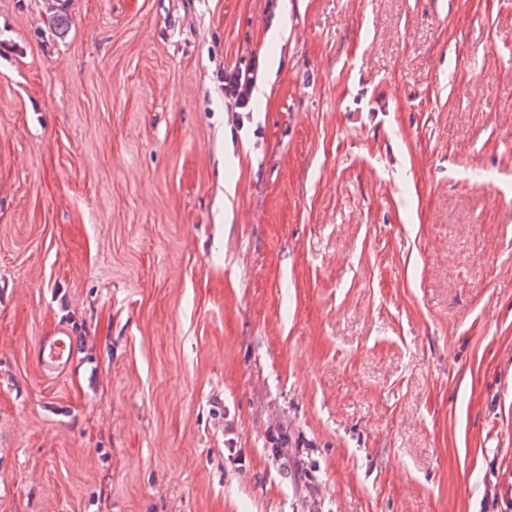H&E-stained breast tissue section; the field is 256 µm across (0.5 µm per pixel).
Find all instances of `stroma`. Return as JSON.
Wrapping results in <instances>:
<instances>
[{"label": "stroma", "instance_id": "1", "mask_svg": "<svg viewBox=\"0 0 512 512\" xmlns=\"http://www.w3.org/2000/svg\"><path fill=\"white\" fill-rule=\"evenodd\" d=\"M0 512H512V0H0ZM258 69L259 57L255 54L246 67L224 71V96L234 99L240 109L249 106ZM35 351L42 373L49 377L70 371L76 361L73 338L65 331L42 336Z\"/></svg>", "mask_w": 512, "mask_h": 512}]
</instances>
